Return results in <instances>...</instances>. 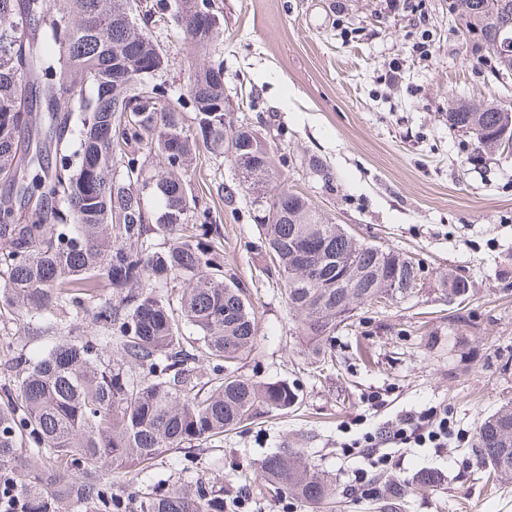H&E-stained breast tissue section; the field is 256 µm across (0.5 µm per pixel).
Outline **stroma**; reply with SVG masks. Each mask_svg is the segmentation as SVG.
I'll use <instances>...</instances> for the list:
<instances>
[{
    "mask_svg": "<svg viewBox=\"0 0 512 512\" xmlns=\"http://www.w3.org/2000/svg\"><path fill=\"white\" fill-rule=\"evenodd\" d=\"M213 4L222 34L209 55L190 53L174 23L150 27L168 58L169 93L186 95L196 68L222 61L235 115L283 154L285 187L356 238L422 259L424 279L403 302L357 310L353 330L336 334L334 368H320L300 342L281 281L264 275L267 260L252 247L258 229L248 195L211 199L225 258L258 320L256 347L238 372L296 383L301 406L116 475L115 489L220 474L244 501L224 512H306L272 498L257 469L289 446L330 477L335 512H512V482L490 477L472 448L477 421L512 402V157L470 164L472 140L448 128L456 101L512 100V84L490 82L473 64L448 0H407L397 11L387 0ZM313 158L327 164L329 179L309 169ZM191 180L205 192L235 185L237 176L229 159L202 149ZM448 272L470 281L464 303L440 288ZM54 340L48 322L0 304V398ZM429 409L452 423L447 447L384 444L392 461L382 469L347 453L365 433ZM426 469L438 475L426 494L382 502L368 490L381 476L415 484Z\"/></svg>",
    "mask_w": 512,
    "mask_h": 512,
    "instance_id": "35a3bbf8",
    "label": "stroma"
}]
</instances>
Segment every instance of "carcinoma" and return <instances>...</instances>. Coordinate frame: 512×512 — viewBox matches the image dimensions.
I'll use <instances>...</instances> for the list:
<instances>
[{
  "label": "carcinoma",
  "instance_id": "cac0c4a2",
  "mask_svg": "<svg viewBox=\"0 0 512 512\" xmlns=\"http://www.w3.org/2000/svg\"><path fill=\"white\" fill-rule=\"evenodd\" d=\"M183 38L199 54L219 37L212 0H173ZM487 75L512 72V0H448ZM167 64L132 0H0V300L32 317L71 314L65 335L18 379L0 405V512H224V481L155 492L112 489V474L143 471L160 457L224 437L262 415L290 412L299 392L256 382L237 362L257 342L246 288L224 263V232L187 180L196 151L227 156L252 196L253 221L313 355L333 361L336 332L378 299L400 302L422 281V262L357 239L307 196L278 188L282 160L261 132L224 120V69L190 77L193 124L181 98L147 86L140 61ZM51 106L55 163L40 164L48 196L25 202L33 99ZM512 106L458 103L449 127L477 150L512 156L503 136ZM159 202L147 211L144 196ZM163 237L160 247L149 238ZM351 268L353 287L326 288ZM468 280L441 286L465 296ZM112 289V297L101 291ZM101 331L89 336L87 313ZM196 335L183 346L184 327ZM208 362V372L198 362ZM476 457L512 480V403L475 427ZM273 496L325 512L328 477L283 447L259 463Z\"/></svg>",
  "mask_w": 512,
  "mask_h": 512
}]
</instances>
